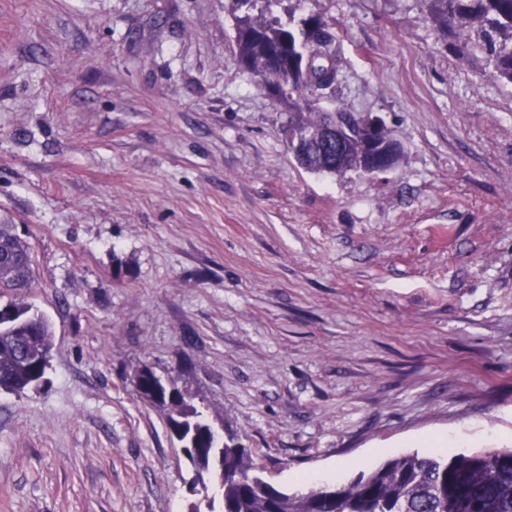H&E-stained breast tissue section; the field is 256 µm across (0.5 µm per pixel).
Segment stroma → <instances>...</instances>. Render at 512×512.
I'll use <instances>...</instances> for the list:
<instances>
[{"mask_svg": "<svg viewBox=\"0 0 512 512\" xmlns=\"http://www.w3.org/2000/svg\"><path fill=\"white\" fill-rule=\"evenodd\" d=\"M291 4L336 34L321 107L381 117L394 169L300 167L224 0H0V223L55 336L0 394V512H205L146 367L291 491L512 446V86L424 0Z\"/></svg>", "mask_w": 512, "mask_h": 512, "instance_id": "35a3bbf8", "label": "stroma"}]
</instances>
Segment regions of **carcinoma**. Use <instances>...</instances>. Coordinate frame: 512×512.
Wrapping results in <instances>:
<instances>
[{"mask_svg": "<svg viewBox=\"0 0 512 512\" xmlns=\"http://www.w3.org/2000/svg\"><path fill=\"white\" fill-rule=\"evenodd\" d=\"M240 63L274 87L288 105V135L299 139L294 154L306 171H361L368 151L363 131L350 127L341 155L324 147L325 131L348 112L324 110L321 98L336 85L338 52L331 24L317 15L298 17L284 0H227ZM440 28L451 32L461 55L480 54L492 75L512 84V0H426ZM35 256L12 224H0V307L16 313L0 325V392L21 393L45 374L53 345L51 323L17 295L34 287ZM140 398L163 411L166 423L187 443L190 464L202 448H222V467L212 479L224 489L222 512H512V448H491L451 457L432 450L390 459L340 488L310 484L288 493L256 473L251 451L222 442L188 395L167 387L152 370L137 381Z\"/></svg>", "mask_w": 512, "mask_h": 512, "instance_id": "cac0c4a2", "label": "carcinoma"}]
</instances>
